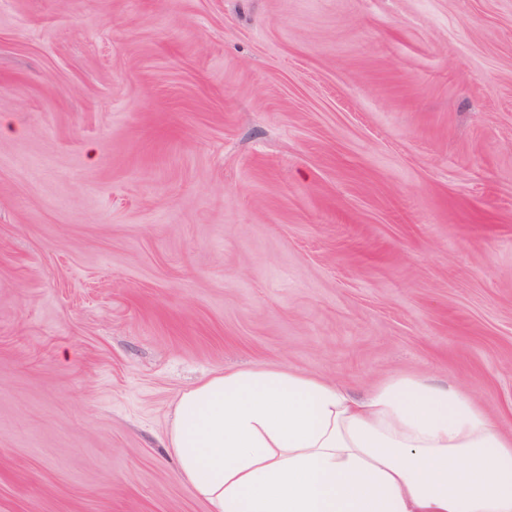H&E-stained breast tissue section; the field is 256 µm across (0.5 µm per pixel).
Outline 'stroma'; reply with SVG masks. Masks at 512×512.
<instances>
[{"mask_svg":"<svg viewBox=\"0 0 512 512\" xmlns=\"http://www.w3.org/2000/svg\"><path fill=\"white\" fill-rule=\"evenodd\" d=\"M257 366L512 429V0H0V512H211Z\"/></svg>","mask_w":512,"mask_h":512,"instance_id":"obj_1","label":"stroma"}]
</instances>
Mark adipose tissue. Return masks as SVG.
<instances>
[{"instance_id":"adipose-tissue-1","label":"adipose tissue","mask_w":512,"mask_h":512,"mask_svg":"<svg viewBox=\"0 0 512 512\" xmlns=\"http://www.w3.org/2000/svg\"><path fill=\"white\" fill-rule=\"evenodd\" d=\"M169 446L213 512H512V433L420 375L357 398L285 367L227 371L181 394Z\"/></svg>"}]
</instances>
